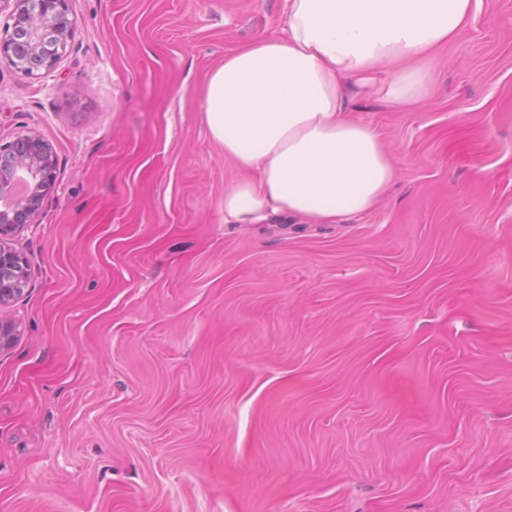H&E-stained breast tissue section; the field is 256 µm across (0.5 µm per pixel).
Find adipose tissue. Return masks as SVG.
<instances>
[{"instance_id":"1","label":"adipose tissue","mask_w":512,"mask_h":512,"mask_svg":"<svg viewBox=\"0 0 512 512\" xmlns=\"http://www.w3.org/2000/svg\"><path fill=\"white\" fill-rule=\"evenodd\" d=\"M479 0H283L278 35L228 53L206 77L204 120L246 173L224 194V221L287 212L332 224L370 211L395 177L352 92L387 72V95L427 99L432 55L470 24Z\"/></svg>"}]
</instances>
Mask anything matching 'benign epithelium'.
Listing matches in <instances>:
<instances>
[{"instance_id": "benign-epithelium-1", "label": "benign epithelium", "mask_w": 512, "mask_h": 512, "mask_svg": "<svg viewBox=\"0 0 512 512\" xmlns=\"http://www.w3.org/2000/svg\"><path fill=\"white\" fill-rule=\"evenodd\" d=\"M12 11L0 19V58L11 60L15 30L25 34V47L30 56L41 62L45 71L54 68L63 46L72 41L75 28L69 11V0H11ZM0 199H9L0 210V241L31 224L55 185L56 157L53 148L37 135L21 140L0 138ZM21 278L0 279V311L9 307L25 290L26 270ZM16 319L0 314V352L9 348L21 335Z\"/></svg>"}]
</instances>
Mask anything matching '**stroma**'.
Instances as JSON below:
<instances>
[{"label": "stroma", "instance_id": "stroma-1", "mask_svg": "<svg viewBox=\"0 0 512 512\" xmlns=\"http://www.w3.org/2000/svg\"><path fill=\"white\" fill-rule=\"evenodd\" d=\"M282 5L69 0L54 69L0 62V138L57 158L8 243L0 512H512V0L425 101L356 97L373 209L228 224L204 81ZM15 264L22 268L20 284L17 277L7 279L2 276L0 279V352L8 349L22 332L19 321L2 315V310L23 294L27 283V273L22 260L14 252L2 249L0 244V269H11Z\"/></svg>", "mask_w": 512, "mask_h": 512}]
</instances>
